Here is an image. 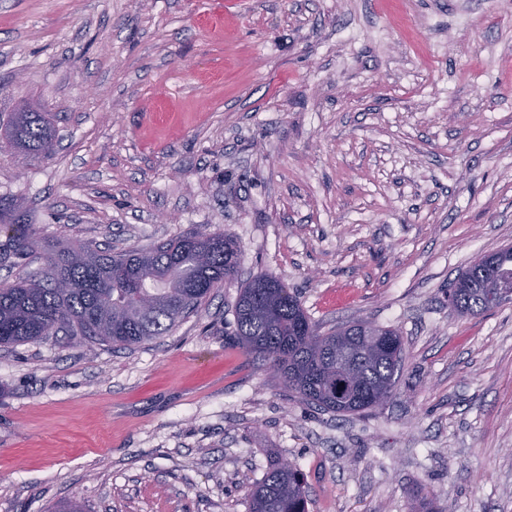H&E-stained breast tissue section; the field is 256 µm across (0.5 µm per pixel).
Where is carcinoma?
Listing matches in <instances>:
<instances>
[{
  "label": "carcinoma",
  "instance_id": "carcinoma-1",
  "mask_svg": "<svg viewBox=\"0 0 512 512\" xmlns=\"http://www.w3.org/2000/svg\"><path fill=\"white\" fill-rule=\"evenodd\" d=\"M6 146L31 162L48 157L55 137L46 113L37 108L13 112L4 128ZM26 210L0 196V227L14 231L17 252L39 246L26 231ZM240 246L223 233H189L150 248L122 252L70 244L53 251L40 274L0 283V346L43 339L57 330L89 345L130 348L170 332L196 311L212 290L237 273ZM501 288L509 290L496 306L512 302V247L493 252ZM482 261L459 274L448 289L461 314L487 311ZM236 344L248 356L268 361L283 385L306 403L325 411L356 415L396 393L402 346L381 350L358 365L359 384L341 388L336 343H362L369 334L400 337L397 329L355 322L319 333L297 296L276 277L245 282L234 305ZM248 512H307L308 491L297 465L274 460L247 494ZM411 512H442L416 489Z\"/></svg>",
  "mask_w": 512,
  "mask_h": 512
}]
</instances>
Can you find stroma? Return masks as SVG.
<instances>
[{
    "instance_id": "stroma-1",
    "label": "stroma",
    "mask_w": 512,
    "mask_h": 512,
    "mask_svg": "<svg viewBox=\"0 0 512 512\" xmlns=\"http://www.w3.org/2000/svg\"><path fill=\"white\" fill-rule=\"evenodd\" d=\"M48 112L52 156L0 150V196L42 245L122 251L192 232L239 275L128 349L0 347V512H247L270 459L308 512H512V303L448 285L512 245V0H0V113ZM272 275L325 332L397 328V395L339 415L232 336Z\"/></svg>"
}]
</instances>
